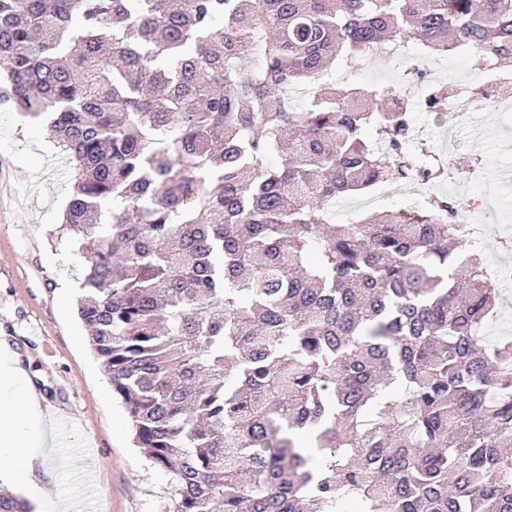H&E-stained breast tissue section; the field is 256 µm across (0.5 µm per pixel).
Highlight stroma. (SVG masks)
I'll return each mask as SVG.
<instances>
[{"instance_id":"1","label":"stroma","mask_w":512,"mask_h":512,"mask_svg":"<svg viewBox=\"0 0 512 512\" xmlns=\"http://www.w3.org/2000/svg\"><path fill=\"white\" fill-rule=\"evenodd\" d=\"M471 121L449 133L447 120L410 111L428 125L434 146L447 158L459 211L498 203L502 221L483 241L491 262L512 264L501 238L512 230V121L484 99L463 103ZM478 169L469 184L462 173ZM74 171L46 124L17 112L0 97V345L7 346L34 389L54 450L31 441L38 464L29 479L0 474V486L30 497L37 512H56L66 499L70 512H170L174 485L133 446L126 410L113 394L76 313L82 259L63 229V209ZM420 198L390 192L377 204L350 196L337 199L331 220L350 213L404 209Z\"/></svg>"}]
</instances>
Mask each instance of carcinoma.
Masks as SVG:
<instances>
[{"mask_svg": "<svg viewBox=\"0 0 512 512\" xmlns=\"http://www.w3.org/2000/svg\"><path fill=\"white\" fill-rule=\"evenodd\" d=\"M396 43L500 65L512 0H0L6 98L75 171L78 314L171 512H512V336L453 200L328 222L413 173L407 111L333 78ZM504 302L502 309L497 318L489 321L487 324V336L495 339L500 336H512V288H511V304L503 291Z\"/></svg>", "mask_w": 512, "mask_h": 512, "instance_id": "cac0c4a2", "label": "carcinoma"}]
</instances>
